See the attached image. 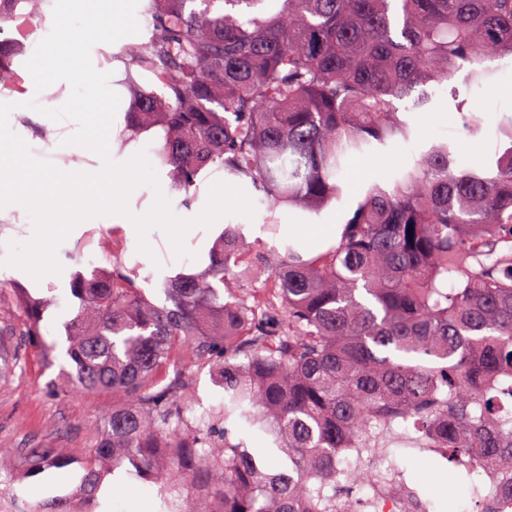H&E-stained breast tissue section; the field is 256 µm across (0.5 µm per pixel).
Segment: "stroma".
Here are the masks:
<instances>
[{"label": "stroma", "instance_id": "1", "mask_svg": "<svg viewBox=\"0 0 512 512\" xmlns=\"http://www.w3.org/2000/svg\"><path fill=\"white\" fill-rule=\"evenodd\" d=\"M496 80L507 86L508 94L489 95L473 88H461L471 111L483 119V144L471 143L459 115L446 89H437L431 104L412 116L419 131L415 142H395L379 154L357 159L351 175L344 185L340 201L331 206L337 222H344L347 213L355 206L362 187L369 182L389 183L396 169L412 161L424 147L433 141L453 143L461 167L488 168L497 146L496 129L503 116L512 114V61L493 62ZM12 126L23 127L25 141L32 157L52 161L67 172H98L103 162L94 152L78 149V158L63 161L48 151L51 141L65 139L63 127L36 112H14L10 115ZM112 219L100 216L79 223L58 246L56 256L63 267L61 274L45 276L34 281L24 271L8 267L5 276L23 280L26 285H38L41 295L51 296L53 305L46 311L44 323L46 340L64 341V321L78 307L71 294L70 274L77 269L111 267L112 258L89 243L90 235L112 234ZM152 255L140 253L135 243L122 240L121 260L124 266H139L141 275L160 276L175 270L168 253L170 243L162 231H154L149 239ZM59 372L58 365L49 363L42 348L27 345L24 362L15 373L0 380V457L20 461L26 449L35 447L63 448L73 458L71 478L67 481L51 480L41 475L22 481H7L5 489L16 493L21 507L40 502L45 497L69 493L81 475L80 463L88 456L95 437V421L111 412L116 402L108 392L86 393L72 389L51 395L48 386ZM388 457L404 474L410 487L416 488L422 499L429 501L432 512H475L476 503L466 487L451 482L447 477L450 465L439 456L416 448L396 444L390 446ZM109 491V512H151V492L125 481H106Z\"/></svg>", "mask_w": 512, "mask_h": 512}]
</instances>
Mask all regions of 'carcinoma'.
I'll return each instance as SVG.
<instances>
[{"label":"carcinoma","instance_id":"obj_1","mask_svg":"<svg viewBox=\"0 0 512 512\" xmlns=\"http://www.w3.org/2000/svg\"><path fill=\"white\" fill-rule=\"evenodd\" d=\"M0 0V31L22 18ZM152 29L119 56L152 73L161 92L133 86L121 136L159 130L156 157L190 192L217 165L247 179L269 212L317 216L341 199L354 156L409 142L400 117L453 80L496 93L487 62L512 58V0H151ZM0 43V86L18 80ZM488 170H461L433 142L391 184L365 185L339 241L302 259L248 241L226 224L196 272L164 275L163 300L137 285L138 268L75 271L80 301L64 325L60 371L86 392L125 400L99 426L79 484L34 512H96L112 473L154 493V512H353L352 485L378 474L355 461L394 440L474 465L483 488L512 485V116ZM413 235H408V228ZM270 269L260 287L264 269ZM44 341L50 299L18 279L0 282ZM207 368L221 401L208 418L185 359ZM21 346L0 343V380ZM173 376H168L170 366ZM262 437L288 458L275 471L248 450ZM29 476L62 475L73 459L29 448Z\"/></svg>","mask_w":512,"mask_h":512}]
</instances>
